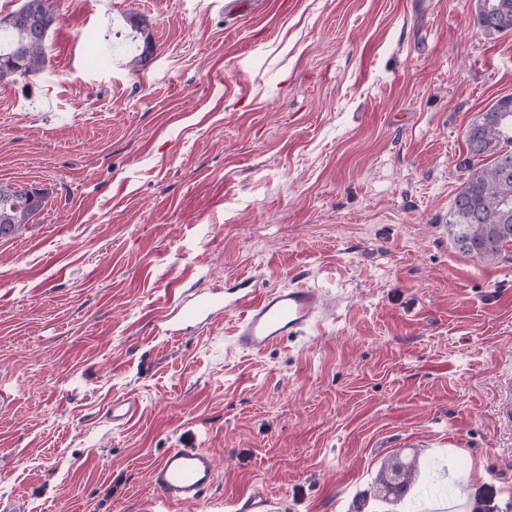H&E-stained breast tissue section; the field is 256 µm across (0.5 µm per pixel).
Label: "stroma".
<instances>
[{"label": "stroma", "mask_w": 512, "mask_h": 512, "mask_svg": "<svg viewBox=\"0 0 512 512\" xmlns=\"http://www.w3.org/2000/svg\"><path fill=\"white\" fill-rule=\"evenodd\" d=\"M36 73L0 81V512H151L149 472L206 448L207 501L274 512H512V245L455 249L464 132L512 95V32L475 0H51ZM144 16L137 61L87 33ZM306 283L319 328L253 355L236 314L159 332L178 291ZM136 419L105 416L116 398ZM415 459L408 494H374ZM474 22L486 36L512 31V0H477ZM45 200V193L41 189H12L1 186L0 238L21 234L31 218L42 209ZM139 400L135 397L113 399L106 411V416L113 425L122 426L130 423L139 411ZM415 460H393L384 464L376 477L382 499H401L415 480Z\"/></svg>", "instance_id": "1"}]
</instances>
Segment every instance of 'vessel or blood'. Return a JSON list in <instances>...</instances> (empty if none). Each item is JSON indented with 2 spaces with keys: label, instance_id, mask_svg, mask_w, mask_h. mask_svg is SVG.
Here are the masks:
<instances>
[{
  "label": "vessel or blood",
  "instance_id": "1",
  "mask_svg": "<svg viewBox=\"0 0 512 512\" xmlns=\"http://www.w3.org/2000/svg\"><path fill=\"white\" fill-rule=\"evenodd\" d=\"M324 308L323 291L305 284L255 290L229 303L201 290L179 297L162 321L187 325L211 320L232 309L237 313L234 348L259 353L317 327ZM138 411L137 398L121 397L112 400L106 416L114 425L122 426L130 423ZM216 471L215 460L206 449H169L150 471L156 512L175 504L203 501L215 484Z\"/></svg>",
  "mask_w": 512,
  "mask_h": 512
}]
</instances>
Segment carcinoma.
I'll use <instances>...</instances> for the list:
<instances>
[{
	"instance_id": "cac0c4a2",
	"label": "carcinoma",
	"mask_w": 512,
	"mask_h": 512,
	"mask_svg": "<svg viewBox=\"0 0 512 512\" xmlns=\"http://www.w3.org/2000/svg\"><path fill=\"white\" fill-rule=\"evenodd\" d=\"M55 22L50 0H24L0 19V81L36 71ZM474 22L487 36L512 31V0H477ZM467 175L454 197L448 232L462 254L494 261L512 243V96L499 98L465 131ZM40 189L0 187V238L21 234L45 204ZM415 480V460L390 461L376 486L382 498H402Z\"/></svg>"
}]
</instances>
